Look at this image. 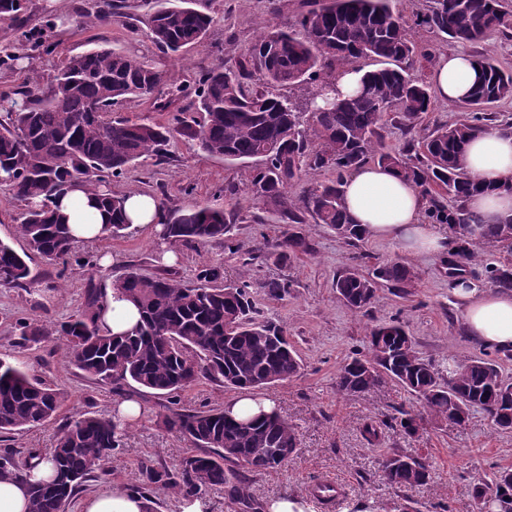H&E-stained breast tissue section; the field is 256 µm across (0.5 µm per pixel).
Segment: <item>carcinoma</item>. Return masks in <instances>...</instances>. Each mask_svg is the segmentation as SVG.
<instances>
[{
    "label": "carcinoma",
    "mask_w": 512,
    "mask_h": 512,
    "mask_svg": "<svg viewBox=\"0 0 512 512\" xmlns=\"http://www.w3.org/2000/svg\"><path fill=\"white\" fill-rule=\"evenodd\" d=\"M189 3L173 0L151 14L152 39L162 52L177 53L205 40L212 18ZM125 7V0H96L88 22L109 24ZM24 10L23 0H0V19L15 23L18 41L33 51H53L54 23L44 22L33 34L19 23ZM299 26L300 34L267 28L250 53L249 65L237 72L225 69L222 62L204 71L195 98L166 123L112 117V107L151 95L166 74L146 59L106 47L68 58L45 93L31 87L4 93L11 108L9 122L0 123V185L26 203L19 232L30 250L65 265L71 260L78 266L90 264L89 258L74 253L69 225L51 209L53 201L82 184L97 192L99 207L111 216V236L121 234L128 226L125 198L99 188L144 156H166L178 138L198 142L211 156L254 164L250 176L256 197L285 224L302 223L288 196L302 166L330 169L335 179L310 190L305 208L317 223L328 225L347 242L364 241L365 233L343 206L342 185L347 175L372 161L397 170L417 187L427 200L425 214L431 223L454 231L456 249L443 259L449 277L480 263L483 244L512 250V218L485 224L467 208L469 197L482 186L464 162L469 142L491 128L492 116L484 107L512 96L511 72H503L487 57L480 59L483 80L463 102V118L421 138L411 137L401 152L384 147L383 117L391 109L405 132L414 131L432 105L424 80L410 77L400 67L367 70L355 96L317 105V99L336 90L339 71L356 66L362 58L413 59L417 28L459 42H478L494 31L511 30L508 5L502 0H433L429 12L410 21L393 11L390 0H325L302 15ZM254 71L262 74L267 86L314 82L316 88L303 105L278 99L246 83ZM34 197L43 198L42 204L30 205ZM163 212V237L175 243L202 245L227 239L233 228L224 209L210 203ZM310 251L304 234L293 230L274 245L269 257L282 263ZM485 272L492 285L512 288V266L493 265ZM30 274L24 258L1 241L0 286L20 288ZM416 279L411 265L387 261L367 274L357 268L342 271L335 288L348 307L363 311L378 288L405 297ZM110 288L140 309L141 321L134 331L114 336L101 328L97 314L104 295L95 288L89 291L86 310L55 329L65 338L78 369L98 384L119 390L133 382L175 398L202 379L228 389L261 390L301 370V359L283 330L255 317L246 281L226 283L212 267L201 270L193 285L132 269L113 280ZM288 288L285 281L262 283L272 299L283 298ZM16 327L24 340L50 335L28 319L17 321ZM448 367L452 372L446 374L420 356L401 325L384 324L370 330L367 358L341 366L336 388L344 395H364L389 377L436 419L461 424L471 408L491 406L496 409L494 427L512 431V394L504 393L512 388V380L502 376L498 365L482 358H450ZM64 400V392L0 357V435L54 419ZM420 421V415L402 411L397 425L412 435ZM166 425L204 452L185 457L173 471L143 467L135 492L148 502L159 486L186 500L222 486L229 497L241 500L244 487L229 465L251 471L276 469L297 448L296 428L277 409L236 420L219 409L176 408ZM121 436L120 422L109 417L87 412L68 422L49 451L53 480L32 487L31 512H66L86 482L106 474ZM381 468L384 478L400 489L426 483L432 471L427 459L396 452L385 456ZM475 494H493L501 500L502 512H512V475L497 472L478 484Z\"/></svg>",
    "instance_id": "obj_1"
}]
</instances>
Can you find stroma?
I'll return each instance as SVG.
<instances>
[{"label":"stroma","mask_w":512,"mask_h":512,"mask_svg":"<svg viewBox=\"0 0 512 512\" xmlns=\"http://www.w3.org/2000/svg\"><path fill=\"white\" fill-rule=\"evenodd\" d=\"M94 2L62 0L61 10L54 11L47 8L46 0H26L28 26L54 21L57 49L50 55L24 53L12 66L0 67V93L22 84L47 90L67 58L97 46L155 61L167 75L166 90L188 87L200 69L215 63L238 69L248 59L264 23L281 28L296 25L312 0H196V8L210 13L214 22L207 39L181 58L162 54L152 42L149 8L137 7L130 16L93 25L85 22L82 12ZM111 188L120 195H152L170 209H187L216 199L225 210L238 212L239 219L231 241L175 244L178 260L168 267L160 263V245L149 234L126 230L118 237L76 244V252L83 256L100 259L110 255L109 264L92 268L64 265L34 253L28 261L32 274L27 286L0 287V354L10 355L66 396L53 420L0 442L14 449L17 462H24L26 449L53 448L60 429L79 413L112 416L116 403L125 396L142 402L147 413L126 425L108 475L87 482L83 496L131 489L139 484L143 465L172 470L193 454L190 443L164 424L171 409L167 398L134 384L115 392L94 383L72 363L59 337L19 343L15 322L28 318L49 329L58 327L85 310L89 287L107 288L113 279L132 269L147 276L167 272L190 284L200 270L216 267L225 281L251 282L258 318L274 320L287 331L302 369L297 376L263 390L296 427V451L280 468L247 473L245 502H234L220 486L208 490L211 512H264L267 501L281 496L305 499L306 486L325 479L342 481L347 487L340 512H399L404 505L411 512H479L475 498L478 480L512 470V432L496 431L488 418L475 410L461 425L425 417L418 432L409 436L391 419L400 411L417 409L418 403L398 382L386 381L375 393L361 397H347L336 390L339 368L350 358L366 354L369 327L393 319L405 325L424 358L442 366L452 357L496 360L503 376L512 377V360H502L499 352L483 348L463 334L461 312L440 257L416 256L376 239L352 246L308 217L300 229L312 245L311 252L283 264L273 263L267 253L288 226L254 199L247 167L210 156L184 140L171 143L168 159L149 156L129 166L112 179ZM394 259L412 265L418 273L411 295L401 298L380 289L364 313L353 312L339 299L334 288L337 273L349 267L366 273L374 265ZM270 279L288 282L283 299L269 298L260 289V282ZM371 420L387 423L385 438L376 446L368 445L362 434L364 424ZM393 451L428 458L433 467L431 480L410 489L390 485L382 476L380 463Z\"/></svg>","instance_id":"35a3bbf8"}]
</instances>
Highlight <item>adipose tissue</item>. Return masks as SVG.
<instances>
[{
    "instance_id": "ef3b65f1",
    "label": "adipose tissue",
    "mask_w": 512,
    "mask_h": 512,
    "mask_svg": "<svg viewBox=\"0 0 512 512\" xmlns=\"http://www.w3.org/2000/svg\"><path fill=\"white\" fill-rule=\"evenodd\" d=\"M481 75L475 57L455 52L435 66L431 83L438 99L460 102ZM466 163L471 176L484 186L470 198V209L487 224L512 217V192L505 189L512 183V133L486 131L470 143ZM344 200L351 218L361 224L368 238L425 255H445L456 246L448 226L422 221L425 200L392 168L369 164L354 171L345 180ZM53 207L66 216L75 241H95L110 233L108 216L97 208L96 195L88 188H73L56 199ZM125 212L131 230L159 237L162 212L152 196L127 194ZM451 292L466 336L484 347L512 352V291H493L474 282L452 287ZM139 321L140 314L131 301L118 291L108 292L99 319L102 327L120 335L134 330ZM53 475V465L45 458L34 460L25 476L0 473V512H30L32 485L49 481Z\"/></svg>"
}]
</instances>
